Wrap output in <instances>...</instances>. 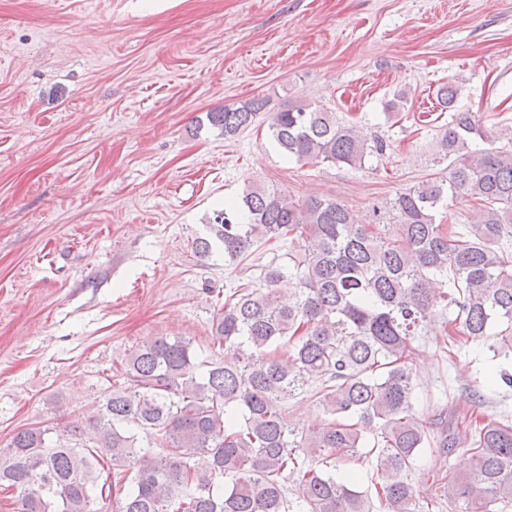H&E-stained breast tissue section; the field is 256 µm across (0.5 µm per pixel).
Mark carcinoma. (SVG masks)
<instances>
[{"instance_id": "obj_1", "label": "carcinoma", "mask_w": 512, "mask_h": 512, "mask_svg": "<svg viewBox=\"0 0 512 512\" xmlns=\"http://www.w3.org/2000/svg\"><path fill=\"white\" fill-rule=\"evenodd\" d=\"M458 91L452 81L436 91L451 110L440 140L448 176L373 206L366 224L336 200L295 201L260 185L214 210L193 243L203 260L238 265L261 241L298 243L288 264L263 268L265 287H237L214 310L224 361L199 371L191 341L178 336L139 345L88 417L96 441L15 431L0 448V491L18 492L20 512H94L121 484L118 512H433L445 503L492 512L512 502L507 420L441 440L440 456L462 449L463 471L432 498L414 487L431 433L415 410L413 337L450 308L452 342L512 357V148L497 145L478 113L455 108ZM267 106L258 96L206 119L229 139ZM268 132L298 162L356 169L387 148L298 101L270 114ZM449 198L477 204L462 232L436 222ZM288 277L298 288L285 302L275 285ZM308 390L321 420L299 431L283 404ZM359 462L376 469L370 489L348 469Z\"/></svg>"}]
</instances>
